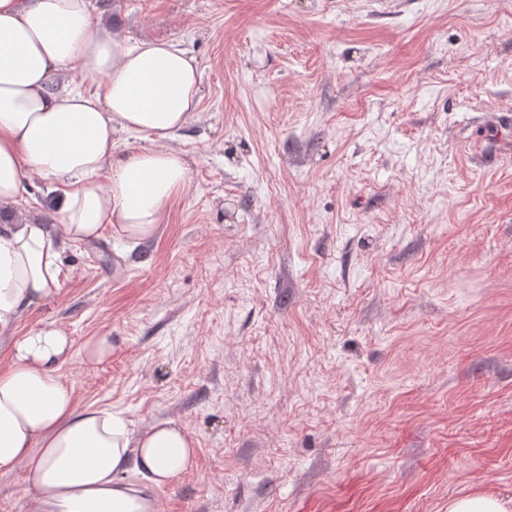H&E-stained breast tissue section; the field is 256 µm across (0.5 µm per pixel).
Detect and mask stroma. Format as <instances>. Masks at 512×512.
<instances>
[{
	"label": "stroma",
	"instance_id": "1",
	"mask_svg": "<svg viewBox=\"0 0 512 512\" xmlns=\"http://www.w3.org/2000/svg\"><path fill=\"white\" fill-rule=\"evenodd\" d=\"M194 57L151 239L63 244L82 409L193 439L165 512L512 498V0H93ZM15 224H56L41 181ZM112 338L101 364L93 337ZM112 354V339L110 336H97L90 341L84 351L88 364H97Z\"/></svg>",
	"mask_w": 512,
	"mask_h": 512
}]
</instances>
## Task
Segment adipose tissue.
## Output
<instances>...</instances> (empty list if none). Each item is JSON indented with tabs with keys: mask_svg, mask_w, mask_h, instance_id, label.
<instances>
[{
	"mask_svg": "<svg viewBox=\"0 0 512 512\" xmlns=\"http://www.w3.org/2000/svg\"><path fill=\"white\" fill-rule=\"evenodd\" d=\"M93 90L62 86L67 73ZM201 74L168 40L125 45L100 26L92 0H0V206L23 201L31 178L54 184L62 224L0 225V333L63 287L61 242L110 229L150 239L186 183L182 155L164 148L195 112ZM154 145L116 156V133ZM71 343L44 325L15 337L0 372V472L29 465L34 504L71 507L77 493L113 501L117 477L155 485L187 468L193 441L174 422L142 429L110 412L78 409L61 374Z\"/></svg>",
	"mask_w": 512,
	"mask_h": 512,
	"instance_id": "ef3b65f1",
	"label": "adipose tissue"
}]
</instances>
